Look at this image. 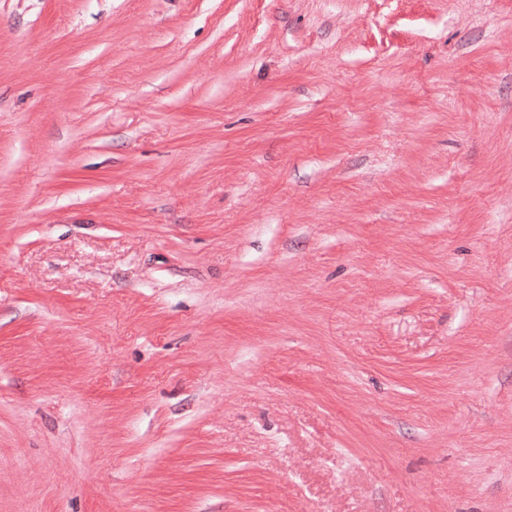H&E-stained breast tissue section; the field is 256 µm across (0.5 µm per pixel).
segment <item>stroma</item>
Here are the masks:
<instances>
[{
    "label": "stroma",
    "mask_w": 512,
    "mask_h": 512,
    "mask_svg": "<svg viewBox=\"0 0 512 512\" xmlns=\"http://www.w3.org/2000/svg\"><path fill=\"white\" fill-rule=\"evenodd\" d=\"M0 512H512V0H0Z\"/></svg>",
    "instance_id": "1"
}]
</instances>
